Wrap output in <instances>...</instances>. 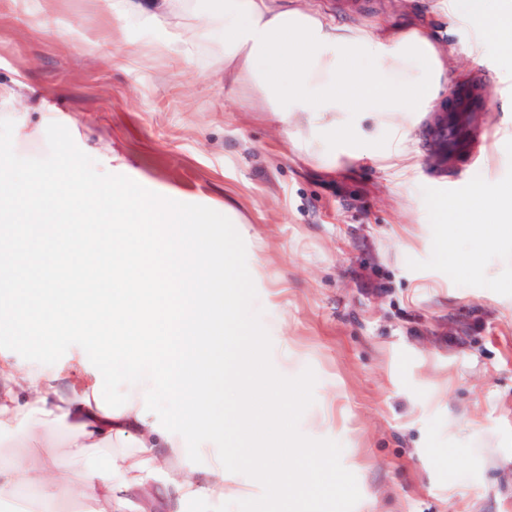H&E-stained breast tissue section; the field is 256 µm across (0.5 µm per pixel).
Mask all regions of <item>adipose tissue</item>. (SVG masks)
Masks as SVG:
<instances>
[{"label":"adipose tissue","mask_w":512,"mask_h":512,"mask_svg":"<svg viewBox=\"0 0 512 512\" xmlns=\"http://www.w3.org/2000/svg\"><path fill=\"white\" fill-rule=\"evenodd\" d=\"M118 29L164 27L144 56L177 49L192 57L184 17L210 51L224 81L260 112L273 113L319 167L336 166V144L352 130L337 114L372 112L389 129L393 157L413 163L406 145L411 113L427 111L448 80L447 55L425 23L376 34L333 25L273 0H112ZM88 183L76 175L90 156L66 154L73 177L0 160V331L35 339L42 366L20 369L0 357V440L25 456L0 462V501L14 512H56L64 500L88 512H123L128 495L139 512L163 502L185 512L242 496L233 461L214 454L227 426L212 409L219 377L239 404L263 395L270 425L288 421L259 356L262 327L245 321V283L224 266L228 226L242 218L215 205L129 177L123 156ZM107 271L98 297L89 272ZM75 335L96 350L95 365L76 352L56 362L57 341ZM234 337L226 346V337ZM248 367L251 387L236 383ZM66 432L67 454L84 462L100 448L134 449L133 477L118 462L63 471L47 431ZM205 469L184 465L187 453ZM303 450L287 438L266 449L264 481H288V459Z\"/></svg>","instance_id":"adipose-tissue-1"}]
</instances>
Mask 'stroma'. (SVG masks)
Segmentation results:
<instances>
[{
  "label": "stroma",
  "mask_w": 512,
  "mask_h": 512,
  "mask_svg": "<svg viewBox=\"0 0 512 512\" xmlns=\"http://www.w3.org/2000/svg\"><path fill=\"white\" fill-rule=\"evenodd\" d=\"M360 28L423 18L450 72L495 94L474 155L434 168L430 115L410 116L418 167L380 159L372 113L344 114L351 140L328 170L304 159L272 113L241 103L207 49L142 56L162 29L112 32L109 0H0V157L12 129L67 120L21 142L23 162L54 169L58 147L108 156L196 198L232 203L244 223L226 264L261 262L246 315L266 327L282 375H316L299 428L342 447L357 480L354 512H512V238L491 244L443 208L512 190V37L448 19L441 0H282ZM455 236L478 270L446 247ZM336 398V425L311 420Z\"/></svg>",
  "instance_id": "obj_1"
}]
</instances>
